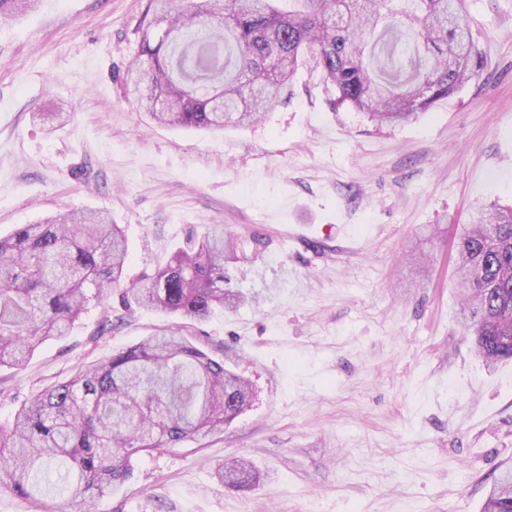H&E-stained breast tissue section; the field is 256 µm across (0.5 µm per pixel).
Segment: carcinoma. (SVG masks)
<instances>
[{"mask_svg": "<svg viewBox=\"0 0 512 512\" xmlns=\"http://www.w3.org/2000/svg\"><path fill=\"white\" fill-rule=\"evenodd\" d=\"M41 0H0V16ZM150 0L152 17L126 88L160 125L218 131L258 122L307 60L339 104L377 123L428 111L479 76L485 59L466 0ZM164 21L166 28L151 33ZM248 241L207 224L190 246L121 293L146 309L204 320L256 300L226 287L225 263ZM128 259L117 225L101 211H73L22 224L0 238V366H18L38 345L68 334L87 304L121 286ZM460 319L487 366L512 361V205L493 201L463 225L457 242ZM251 401L248 382L163 328L43 389L0 427V489L37 506L51 491L70 512L131 474V460L224 433ZM224 486L250 489L261 477L244 458L219 469ZM482 512H512V467L486 493Z\"/></svg>", "mask_w": 512, "mask_h": 512, "instance_id": "carcinoma-1", "label": "carcinoma"}]
</instances>
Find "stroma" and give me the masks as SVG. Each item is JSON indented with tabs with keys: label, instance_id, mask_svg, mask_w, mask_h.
Returning <instances> with one entry per match:
<instances>
[{
	"label": "stroma",
	"instance_id": "1",
	"mask_svg": "<svg viewBox=\"0 0 512 512\" xmlns=\"http://www.w3.org/2000/svg\"><path fill=\"white\" fill-rule=\"evenodd\" d=\"M147 4L42 0L0 18V237L104 209L133 279L226 224L261 241L229 266L259 301L198 321L112 289L64 339L0 367V425L179 327L251 382L253 404L221 435L133 459L99 512H481L512 466V362L487 368L457 321L452 240L477 205H512V0H468L486 66L418 118L376 125L304 65L261 122L217 134L157 124L126 97ZM59 110L67 123L34 118ZM233 457L261 484L224 488Z\"/></svg>",
	"mask_w": 512,
	"mask_h": 512
}]
</instances>
